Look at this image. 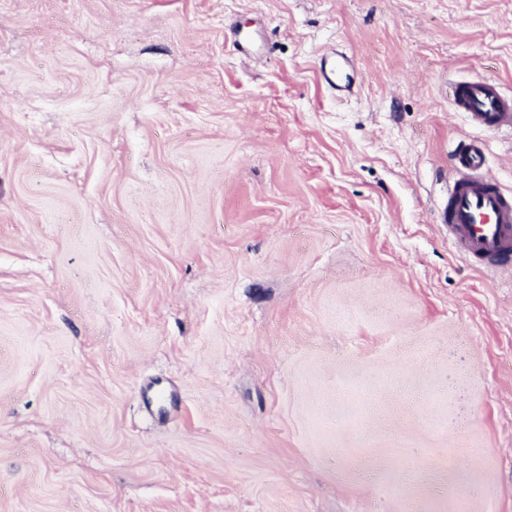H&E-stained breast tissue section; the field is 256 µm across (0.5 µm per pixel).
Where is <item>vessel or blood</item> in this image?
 <instances>
[{"mask_svg": "<svg viewBox=\"0 0 512 512\" xmlns=\"http://www.w3.org/2000/svg\"><path fill=\"white\" fill-rule=\"evenodd\" d=\"M325 84L337 95L351 94L359 74L354 59L325 56L320 68ZM456 111L490 130L512 125V95L491 78L449 87ZM488 158L483 141L469 139L453 152L444 222L455 246L482 270L512 269V197L485 175Z\"/></svg>", "mask_w": 512, "mask_h": 512, "instance_id": "obj_1", "label": "vessel or blood"}]
</instances>
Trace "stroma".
<instances>
[{
  "label": "stroma",
  "mask_w": 512,
  "mask_h": 512,
  "mask_svg": "<svg viewBox=\"0 0 512 512\" xmlns=\"http://www.w3.org/2000/svg\"><path fill=\"white\" fill-rule=\"evenodd\" d=\"M487 76L512 0H0V512H512V275L438 220L462 141L512 190ZM357 63L354 59L336 53V57L326 55L321 63V76L325 84L336 95L351 94L359 78ZM449 92L455 110L466 114L473 125L490 130L512 126V95L494 79L455 83Z\"/></svg>",
  "instance_id": "stroma-1"
}]
</instances>
